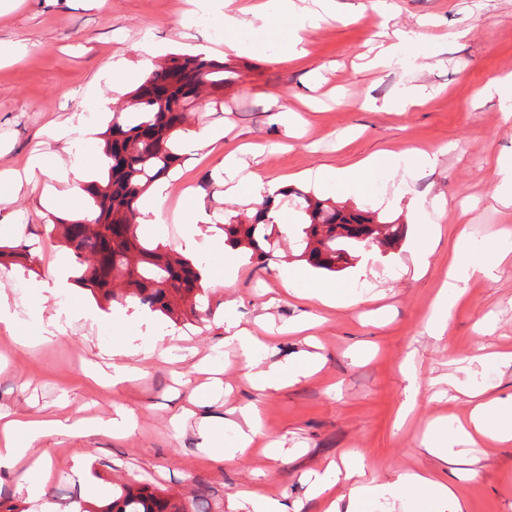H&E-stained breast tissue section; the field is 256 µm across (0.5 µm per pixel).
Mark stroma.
I'll list each match as a JSON object with an SVG mask.
<instances>
[{"label":"stroma","mask_w":512,"mask_h":512,"mask_svg":"<svg viewBox=\"0 0 512 512\" xmlns=\"http://www.w3.org/2000/svg\"><path fill=\"white\" fill-rule=\"evenodd\" d=\"M210 7L206 25L189 26L188 15ZM393 13L366 10L354 23L327 17L306 34L305 57L288 61L280 46L263 51L225 50L224 0H10L0 9V46L21 45L19 58L0 62V170L22 169L34 150L54 163L68 162L61 144L48 140V124H65L89 112L95 99L123 101L171 54H202L237 72L225 87L224 104L192 113L186 132H220L212 153L184 156L170 174L188 187L176 206H204L215 223L246 221L255 203L229 204L213 165L228 145L284 144V151L240 156L246 170L283 178L288 186L317 191L348 209L362 199L333 189H313L303 171L346 167L377 153L413 159V170H378L369 201L381 218L404 224L394 248L357 253L343 271L359 303L325 308L284 294L277 271L293 263V238L281 234L264 265L249 256L209 255L204 304L211 316L178 324L138 304L102 310L78 286L54 288L68 279L58 265L63 245L48 236L50 216L70 217L87 197L45 179L38 193L0 185V243L31 245L28 265L0 270V297L16 312L20 334L45 332L50 321L66 334L24 349L0 332V414L47 417L68 407L72 415L109 417L114 405L133 409L137 430L93 437H52L34 449L50 472L47 482L0 476V497L29 512H77L88 484L102 495L113 483L136 479L190 497L206 486L212 512H229L232 495L255 490L285 502L290 512H322L309 490V472L363 458L366 477L393 482L407 470L430 472L456 493L462 512H512V441L486 439L443 461L425 452L423 437L436 419H466L470 396L496 399L490 414L512 425V255L490 275L472 278L451 311L443 335L427 324L448 272L459 236H466L474 261L494 255L497 240L512 236V205L500 200L499 162L512 164V0H395ZM416 33L420 54L371 66L379 44L395 32ZM127 63L122 87L104 75L108 62ZM420 87L424 101L403 112L383 110L407 86ZM300 120L286 125L281 107ZM436 153L435 165L419 164L420 153ZM428 252L426 273H415L411 256ZM236 271L232 285L224 276ZM233 301L242 326L268 330V361L301 353L319 358L320 370L279 391H262L245 377L243 360L224 346V304ZM117 347L131 350L142 371L130 387L97 386L87 375L113 361ZM222 366L228 395L198 409L181 423L173 417L187 405L192 386L204 377L194 367L204 359ZM262 407L261 432L239 464L208 456L198 433L201 417L220 422L227 409ZM287 449V460L265 453L266 443Z\"/></svg>","instance_id":"obj_1"}]
</instances>
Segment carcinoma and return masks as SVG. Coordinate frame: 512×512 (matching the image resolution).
Masks as SVG:
<instances>
[{
  "instance_id": "carcinoma-1",
  "label": "carcinoma",
  "mask_w": 512,
  "mask_h": 512,
  "mask_svg": "<svg viewBox=\"0 0 512 512\" xmlns=\"http://www.w3.org/2000/svg\"><path fill=\"white\" fill-rule=\"evenodd\" d=\"M235 81V71L222 61L176 54L156 65L130 93L125 112L112 117L105 132L107 177L88 190L93 218H58L50 230L70 251L71 280L94 298L122 306L134 301L174 323L209 315L200 303L204 263L147 241L135 221L144 191L182 161L174 141L186 113L203 95L219 103L224 85ZM282 197L300 220L298 258L319 271L343 270L378 235L369 227L380 221L375 211L345 213L330 199L297 189L283 190ZM269 205L271 200H264L248 224L222 225L224 243L249 250L258 260L267 256L274 228L264 219ZM385 225L388 233L379 245L388 249L402 238L404 227L394 221ZM80 512H210V504L203 485L186 502L130 481L113 485L112 496L84 504Z\"/></svg>"
}]
</instances>
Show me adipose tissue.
<instances>
[{"label": "adipose tissue", "mask_w": 512, "mask_h": 512, "mask_svg": "<svg viewBox=\"0 0 512 512\" xmlns=\"http://www.w3.org/2000/svg\"><path fill=\"white\" fill-rule=\"evenodd\" d=\"M320 12H313L296 7L294 0H261L248 9L236 13H228L223 17L225 43L230 50L236 52H252L256 46L241 40L243 30L261 25L266 37L276 40L288 58L304 56V34L314 28L320 20L321 11H335L336 0H316ZM87 131L84 115H77L76 122L67 129H50L52 139L67 140L74 157L72 163L66 166L51 167L49 160L41 154L31 155L24 168V183L30 190H37L46 176L52 175L59 181L74 184L76 189L83 190L90 185L99 183L97 170L82 161L83 136ZM389 162L388 156L379 155L363 159L347 167L322 168L310 172L309 177L320 187H333L345 194H368L374 180L373 174ZM215 174L224 177V195L235 198L241 188H248L256 199L273 197L281 191V184L264 181L255 173L243 172L238 166L235 153H227L215 166ZM173 220L178 224L189 225L190 230L184 239L183 247L190 252L212 253L223 249L224 235L216 233L208 235L200 230L201 224L207 223L208 218L202 210L192 213L176 212ZM490 268L485 264H476L466 258L465 246H458L445 281L446 302L432 314L428 329L434 335H442L448 326L450 311L459 297L462 286L471 277L489 273ZM280 284L292 294L318 301L321 305L334 308L351 304L349 288L343 284L315 281L307 279L303 270L298 267L284 266L278 274ZM319 362L310 354L301 355L295 359L267 364L257 371L253 380L261 389L280 390L300 381L317 371ZM487 402H476L472 408L467 425L458 426L455 431H448L444 424H434L425 435L423 445L433 456L444 459L453 454L455 445L473 444L475 438L493 437L502 442L512 441V429L500 425L490 419L486 410ZM236 417L231 425L236 433L234 447L224 445V430L204 422L200 432L208 451L220 454L224 460L233 461L245 454L254 443L260 431L261 409L251 403L237 408ZM102 422L97 418H73L69 414H59L50 418H30L21 415L5 421L0 425V471L12 473L18 470L20 464L28 459L29 451L43 439L53 435H77L89 437L96 435L102 428ZM455 435V442H448V435ZM364 464L356 457L348 458L342 468L328 466L324 475L315 476L311 482L314 495H322L329 487L330 478L343 475L352 479L345 504L329 501L326 512H365L369 503L382 499L395 502L400 498L402 488L409 487L418 491H431L434 497L442 502L451 503L452 512H461L457 508V497L448 484L432 479L425 473L408 472L392 483H377L374 481L359 482L355 476L362 472Z\"/></svg>", "instance_id": "obj_1"}]
</instances>
